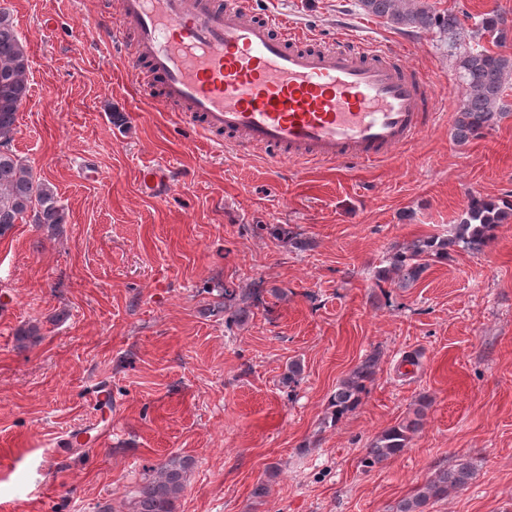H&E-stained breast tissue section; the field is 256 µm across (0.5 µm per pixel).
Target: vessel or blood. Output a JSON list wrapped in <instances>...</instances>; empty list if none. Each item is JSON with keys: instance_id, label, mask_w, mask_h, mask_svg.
Segmentation results:
<instances>
[{"instance_id": "b4317fda", "label": "vessel or blood", "mask_w": 512, "mask_h": 512, "mask_svg": "<svg viewBox=\"0 0 512 512\" xmlns=\"http://www.w3.org/2000/svg\"><path fill=\"white\" fill-rule=\"evenodd\" d=\"M132 57L162 103L183 104L215 146L281 159L372 162L438 117L433 76L373 41H324L248 0H124Z\"/></svg>"}]
</instances>
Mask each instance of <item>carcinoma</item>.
Masks as SVG:
<instances>
[{
	"label": "carcinoma",
	"mask_w": 512,
	"mask_h": 512,
	"mask_svg": "<svg viewBox=\"0 0 512 512\" xmlns=\"http://www.w3.org/2000/svg\"><path fill=\"white\" fill-rule=\"evenodd\" d=\"M358 6L364 13L383 18L395 27H436L453 38L465 30L467 13L441 15L427 0H358ZM478 30L492 36L500 47L512 43V24L501 14H485ZM458 70L465 92L458 107L455 137L464 144L481 137L505 113V92L512 80V54L471 46L460 53ZM28 73L27 50L10 14L0 10V236L28 218L35 224L51 226L66 220L53 189L36 179L11 149L17 112L29 95ZM511 217V202L496 203L472 196L450 237L418 239L397 249L390 255L388 267L379 270L378 276L387 279L394 274L399 286L407 288L421 278L432 262L446 259L452 252H482L495 238L498 226ZM378 361V354L367 355L337 385L330 398L334 420L360 404ZM429 406V401L421 398L413 416L375 436L365 448L363 467L373 468L400 455L420 431ZM191 466V461L182 457H172L160 464L135 491L132 512H173L174 499L184 489ZM474 475L475 467L467 460L440 469L413 494L398 501L395 512H426L430 503L445 500L465 488Z\"/></svg>",
	"instance_id": "carcinoma-1"
}]
</instances>
